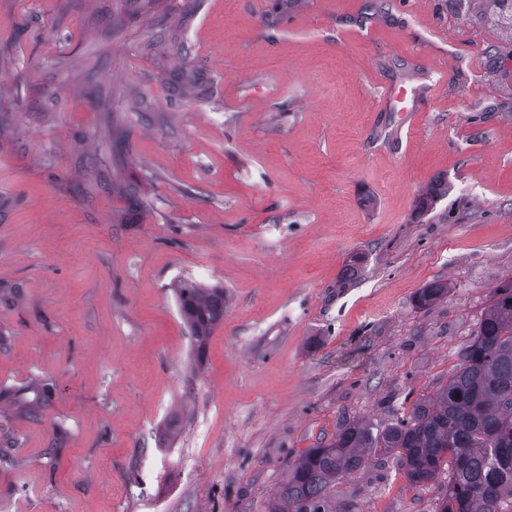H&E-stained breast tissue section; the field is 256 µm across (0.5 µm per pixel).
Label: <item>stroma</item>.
I'll return each mask as SVG.
<instances>
[{"mask_svg": "<svg viewBox=\"0 0 512 512\" xmlns=\"http://www.w3.org/2000/svg\"><path fill=\"white\" fill-rule=\"evenodd\" d=\"M511 278L484 0H0V512H268L307 449L435 397ZM185 281L224 289L198 365ZM440 493L373 451L326 507ZM417 95L416 90L409 92L403 86L395 87L383 94L382 103L395 112H414Z\"/></svg>", "mask_w": 512, "mask_h": 512, "instance_id": "stroma-1", "label": "stroma"}]
</instances>
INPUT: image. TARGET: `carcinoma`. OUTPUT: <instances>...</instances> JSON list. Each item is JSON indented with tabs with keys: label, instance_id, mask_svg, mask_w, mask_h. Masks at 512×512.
<instances>
[{
	"label": "carcinoma",
	"instance_id": "carcinoma-1",
	"mask_svg": "<svg viewBox=\"0 0 512 512\" xmlns=\"http://www.w3.org/2000/svg\"><path fill=\"white\" fill-rule=\"evenodd\" d=\"M447 285L422 289L419 303L434 304ZM178 309L195 336L202 360L209 336L224 321V289L183 282ZM459 364L434 401L424 400L377 434L348 424L336 438L309 448L288 465L270 512H326L327 491L361 469L365 450L397 457L408 481L428 485L442 474L445 490L436 512H512V279L494 289Z\"/></svg>",
	"mask_w": 512,
	"mask_h": 512
}]
</instances>
